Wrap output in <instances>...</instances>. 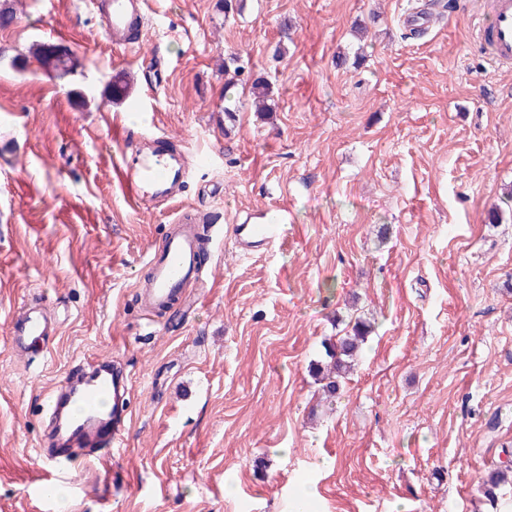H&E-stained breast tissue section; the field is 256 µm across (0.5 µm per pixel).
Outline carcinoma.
Returning <instances> with one entry per match:
<instances>
[{
	"mask_svg": "<svg viewBox=\"0 0 512 512\" xmlns=\"http://www.w3.org/2000/svg\"><path fill=\"white\" fill-rule=\"evenodd\" d=\"M253 105L259 112L269 111L268 100L270 85L258 78L252 83ZM372 330L370 322L360 319L352 326L351 331L336 339L326 338L322 341V359L311 364L315 379L322 385L324 395L331 399L338 394L342 380L352 369L358 357L361 345ZM512 482V466L507 464L496 471L484 488L485 496L496 497L495 490L502 484Z\"/></svg>",
	"mask_w": 512,
	"mask_h": 512,
	"instance_id": "carcinoma-1",
	"label": "carcinoma"
}]
</instances>
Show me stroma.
<instances>
[{
	"instance_id": "stroma-1",
	"label": "stroma",
	"mask_w": 512,
	"mask_h": 512,
	"mask_svg": "<svg viewBox=\"0 0 512 512\" xmlns=\"http://www.w3.org/2000/svg\"><path fill=\"white\" fill-rule=\"evenodd\" d=\"M414 6L432 14L417 38ZM1 9L0 512H56L48 483L69 512H289L301 494L309 512H512V484L483 494L512 459V70L474 44L475 0H147L131 49L90 0ZM43 42L75 72L29 58ZM153 133L210 163L135 205L120 139ZM277 204L283 241L242 253L233 225ZM184 214L222 229L206 282L146 314L147 258ZM41 301L59 334L34 359L9 319ZM370 314L328 409L309 366ZM97 357L127 377L125 444L57 467L42 406Z\"/></svg>"
}]
</instances>
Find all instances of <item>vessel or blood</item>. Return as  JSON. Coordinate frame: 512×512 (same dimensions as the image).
Instances as JSON below:
<instances>
[{
  "label": "vessel or blood",
  "mask_w": 512,
  "mask_h": 512,
  "mask_svg": "<svg viewBox=\"0 0 512 512\" xmlns=\"http://www.w3.org/2000/svg\"><path fill=\"white\" fill-rule=\"evenodd\" d=\"M108 35L115 46H129L145 15L143 0H104ZM474 39L485 59L495 68L512 67V0H480ZM189 159L177 152L158 150L142 156L138 166L122 164L121 182L129 199L143 204L146 195L169 198L188 174ZM286 209L275 206L264 224L236 225L234 234L242 249L271 246L284 233ZM201 243L195 230L175 222L159 251L150 253L149 276L139 291L147 313L155 314L180 296L190 282L202 281L198 255ZM58 332V323L42 304L21 307L9 322V342L29 356L47 351ZM127 379L111 361L94 359L82 372L67 378L54 391L43 410L47 425L42 441L49 458L67 461L74 457H108L123 444L122 430L132 416L125 395Z\"/></svg>",
  "instance_id": "b4317fda"
}]
</instances>
